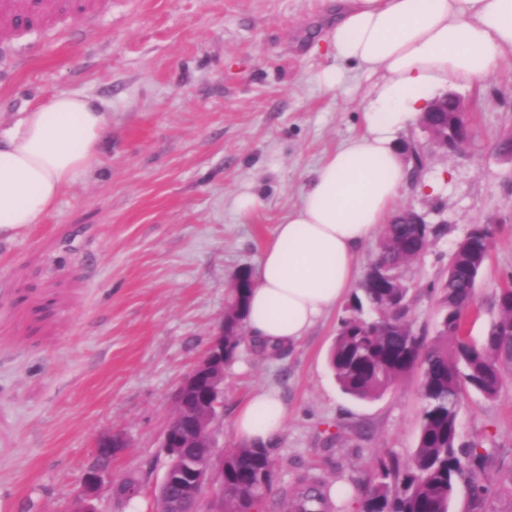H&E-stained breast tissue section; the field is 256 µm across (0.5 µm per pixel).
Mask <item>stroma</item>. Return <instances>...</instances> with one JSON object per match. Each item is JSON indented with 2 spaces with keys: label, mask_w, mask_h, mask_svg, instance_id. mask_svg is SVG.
Segmentation results:
<instances>
[{
  "label": "stroma",
  "mask_w": 512,
  "mask_h": 512,
  "mask_svg": "<svg viewBox=\"0 0 512 512\" xmlns=\"http://www.w3.org/2000/svg\"><path fill=\"white\" fill-rule=\"evenodd\" d=\"M332 0H105L71 36L28 31L0 56V133L60 93L104 103L99 163L59 198L44 223L0 239V512H71L96 439L123 434L115 478L146 493L103 512H152L167 457L159 436L173 393L217 335L228 288L255 269L277 224L301 201L313 171L365 130L361 100L374 80L314 44ZM343 71L326 92L324 70ZM454 91L470 110L469 158L429 154L419 185L396 206L431 211L446 232L409 270L415 330L436 335L432 284L470 225L499 232L467 316L481 341L512 277V164L493 151L512 131V56L478 86ZM255 196L248 213L238 196ZM340 300L292 348L273 357L242 342L224 369L218 442L238 447L236 413L259 390L288 408L278 434L276 487L309 472L358 488L385 457L407 465L422 401L410 375L382 396L345 394L328 365ZM459 442L488 454V495L458 480L450 512H512V375L496 397L472 391Z\"/></svg>",
  "instance_id": "35a3bbf8"
}]
</instances>
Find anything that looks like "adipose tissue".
Instances as JSON below:
<instances>
[{"label":"adipose tissue","mask_w":512,"mask_h":512,"mask_svg":"<svg viewBox=\"0 0 512 512\" xmlns=\"http://www.w3.org/2000/svg\"><path fill=\"white\" fill-rule=\"evenodd\" d=\"M323 41L377 81L366 95L365 132L313 173L300 204L277 225L253 274L247 330L267 348L289 347L340 300L356 258L395 211L404 170L397 128L438 84L479 83L512 56V0H340ZM108 114L61 93L0 136V235L43 223L59 197L99 161ZM288 417L280 398L254 393L235 418L250 444L274 440Z\"/></svg>","instance_id":"obj_1"}]
</instances>
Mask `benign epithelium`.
<instances>
[{
  "label": "benign epithelium",
  "instance_id": "benign-epithelium-1",
  "mask_svg": "<svg viewBox=\"0 0 512 512\" xmlns=\"http://www.w3.org/2000/svg\"><path fill=\"white\" fill-rule=\"evenodd\" d=\"M452 110L466 114L463 99L454 92L444 93L432 99L424 108L426 112H446ZM426 137V144L413 142L407 146L412 159L426 154L425 145H431L443 151H450L448 138L435 139L430 123L419 122ZM175 413L169 420L161 441L169 458L168 469L184 458L187 448H194L199 438L205 439L207 456L201 464L186 474L187 485L184 493L172 495L168 478H163L154 489L155 502L165 499L169 512H224V452L218 449L215 434L220 420L224 417V331L213 337L209 347L181 381L174 393ZM127 441L120 434H111L100 438L95 446L94 456L100 458L96 464H90L82 479V486L74 499V512H101L98 507V491L106 486L110 497L124 504L142 495L145 486L138 481L128 484L126 479H115L112 475V458L123 448Z\"/></svg>",
  "mask_w": 512,
  "mask_h": 512
}]
</instances>
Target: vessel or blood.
Masks as SVG:
<instances>
[{
	"label": "vessel or blood",
	"instance_id": "vessel-or-blood-1",
	"mask_svg": "<svg viewBox=\"0 0 512 512\" xmlns=\"http://www.w3.org/2000/svg\"><path fill=\"white\" fill-rule=\"evenodd\" d=\"M99 0H0V46L11 47L22 28L54 29L64 15L99 12Z\"/></svg>",
	"mask_w": 512,
	"mask_h": 512
}]
</instances>
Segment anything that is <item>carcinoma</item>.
<instances>
[{"instance_id": "carcinoma-1", "label": "carcinoma", "mask_w": 512, "mask_h": 512, "mask_svg": "<svg viewBox=\"0 0 512 512\" xmlns=\"http://www.w3.org/2000/svg\"><path fill=\"white\" fill-rule=\"evenodd\" d=\"M436 132L446 134L458 122L453 112L427 115ZM445 232L442 225L407 224L403 212L385 225L360 288L336 329L329 366L342 391L358 399L381 396L405 376L419 373L423 412L411 465L400 472L378 461L375 479L362 493L361 512H449L457 480L482 489L480 474L487 455L477 446L459 447L458 412L466 392L492 398L505 374H512V287L494 299L496 317L481 344L466 339V317L475 304L477 279L484 268L496 224H473L457 244L446 276L437 286L441 318L437 336L428 342L416 333L409 313L412 301L407 271L423 247ZM244 291H228L224 306L225 363L236 355L238 331L233 308L247 307L252 273H238ZM272 445H242L224 455V512H251L270 500L283 512H326L324 481L304 476L293 494H274Z\"/></svg>"}]
</instances>
